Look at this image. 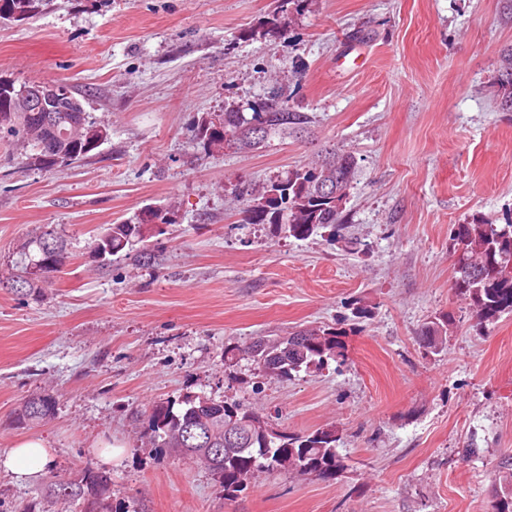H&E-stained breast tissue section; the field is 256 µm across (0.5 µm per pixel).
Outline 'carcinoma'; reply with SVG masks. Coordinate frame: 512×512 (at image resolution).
I'll return each mask as SVG.
<instances>
[{
  "mask_svg": "<svg viewBox=\"0 0 512 512\" xmlns=\"http://www.w3.org/2000/svg\"><path fill=\"white\" fill-rule=\"evenodd\" d=\"M0 19H25L38 8L40 0H0ZM494 88L501 109L512 111V45L504 48ZM61 126L71 119L84 124V139H99L109 129L93 121L86 112H60ZM312 116L289 104L281 88H272L267 96L240 106H224L219 122L202 120L195 137L207 146H222L235 153L251 152L266 147L278 137L301 138L312 133ZM31 118L25 112L7 111V102L0 99V142L32 146L29 162L45 169H54L53 152L39 147L31 131ZM356 172L352 152L329 148L318 161L296 169L284 179L276 180L247 200L243 208L247 224H286L289 235L305 239L320 231L337 240L344 229L343 204ZM169 212L148 209L121 224H113L108 232L94 240L92 251L97 257L113 256L140 237L145 224H172ZM454 257L452 289L468 301L475 316L493 322L502 314L512 313V222L487 224L467 222L455 224L451 233ZM30 250L20 253L21 273L0 286L22 293L35 291L48 282L49 270L44 261L55 258L64 266L70 258L67 240L53 230L40 234ZM455 324L454 314H442L427 322L419 333L422 348L430 354L442 352L448 343V332ZM347 330L343 327L301 328L288 333V362L261 359L256 353L263 338L237 350L229 348L224 356L241 354L250 359L258 372L287 380L302 369L320 368L329 361H345ZM56 398L36 394L26 399L15 411V421L34 424L54 415ZM261 421L257 412L234 402L187 399L184 408L174 410V403H159L146 416V430L157 448H169L193 458L218 477L224 486V498L233 500L246 490L252 474L262 468H284L333 478L343 467L337 452L339 437L334 429H317L307 434L281 431L269 437L259 433L254 422ZM232 424L243 443L224 444L221 429ZM222 449L217 455L213 449ZM498 486L492 491L487 512H512V457L500 459ZM44 497L59 504L62 512H74L79 504L89 503V512H137L124 507L113 508L112 479L102 471L89 467L77 470L67 479L47 475L43 483Z\"/></svg>",
  "mask_w": 512,
  "mask_h": 512,
  "instance_id": "carcinoma-1",
  "label": "carcinoma"
}]
</instances>
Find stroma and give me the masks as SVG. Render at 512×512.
<instances>
[{"mask_svg": "<svg viewBox=\"0 0 512 512\" xmlns=\"http://www.w3.org/2000/svg\"><path fill=\"white\" fill-rule=\"evenodd\" d=\"M42 0L0 19V76L67 83L107 141L46 171L0 146V278L45 226L71 258L35 293L0 288V455L25 439L64 478L106 469L133 512H487L496 465L512 455V313L480 322L452 288L453 225L512 221V112L493 78L512 45L507 0ZM287 22L280 38L270 20ZM282 88L314 118L312 137L240 154L194 140L202 118ZM337 145L357 176L343 238L247 224L241 193ZM148 207L134 250L98 259L95 236ZM361 250L350 253L346 239ZM345 362L290 380L259 375L225 348L297 327L350 323ZM444 353L419 344L439 313ZM53 417L21 427L36 393ZM206 398L255 409L279 428H335V479L255 472L237 499L202 465L153 448L154 404ZM120 452L102 467L99 445ZM476 444L479 453L466 456ZM41 477L0 471V512L40 497ZM56 398L51 394H36L26 399L15 411V421L34 424L46 421L54 415Z\"/></svg>", "mask_w": 512, "mask_h": 512, "instance_id": "35a3bbf8", "label": "stroma"}]
</instances>
